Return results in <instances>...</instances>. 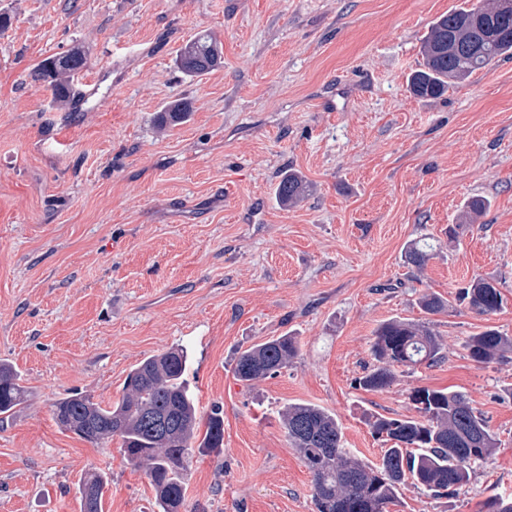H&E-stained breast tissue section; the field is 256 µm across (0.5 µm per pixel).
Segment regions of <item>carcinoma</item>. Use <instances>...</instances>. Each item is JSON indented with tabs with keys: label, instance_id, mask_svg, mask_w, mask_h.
<instances>
[{
	"label": "carcinoma",
	"instance_id": "1",
	"mask_svg": "<svg viewBox=\"0 0 512 512\" xmlns=\"http://www.w3.org/2000/svg\"><path fill=\"white\" fill-rule=\"evenodd\" d=\"M422 64L408 79L418 97L444 95L455 83L496 60L512 56V11L501 0H482L471 8L450 11L433 20L421 45ZM177 67L189 78H199L223 64L222 45L208 33L192 37L179 50ZM88 65L87 55L74 48L43 59L30 73L33 82L50 91L60 111L77 109L73 80ZM189 105L167 103L159 112L164 128L188 120ZM307 192L301 177L288 173L274 188L284 207L300 202ZM488 207L484 199L469 201L460 223L472 224ZM432 249L413 244L405 252L407 264L424 269ZM459 300L480 315L500 309L498 284L476 277L459 292ZM466 356L478 364L512 361V336L493 327L468 337ZM299 354L297 337L284 334L253 345L237 357V381L250 386L292 365ZM372 366L356 379L366 391H382L397 381L396 369L413 370L445 359L446 346L430 324L392 318L375 331ZM189 354L182 348L148 356L128 373L121 397L104 406L82 392H70L53 403V414L64 431L96 445L117 438L127 462L142 469L155 492L158 512H180L185 507L184 475L193 453L209 454L224 446V413L211 408L206 419L187 379ZM19 371L0 360V414L19 406L26 397ZM416 415L368 419L371 434L387 448L378 464L356 457L342 444L336 416L323 408L294 403L281 412L289 443L312 475L316 512H388L406 481L432 494L454 495L466 485L476 467L492 457L499 439L486 419L462 392L415 388L409 393ZM105 476L94 472L79 486L80 512H103ZM482 512H512V496L494 494Z\"/></svg>",
	"mask_w": 512,
	"mask_h": 512
}]
</instances>
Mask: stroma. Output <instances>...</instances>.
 <instances>
[{"label": "stroma", "mask_w": 512, "mask_h": 512, "mask_svg": "<svg viewBox=\"0 0 512 512\" xmlns=\"http://www.w3.org/2000/svg\"><path fill=\"white\" fill-rule=\"evenodd\" d=\"M473 0H0V359L26 403L0 421V512H79L103 472L104 512H157L119 441L62 431L53 403L78 390L114 402L140 360L187 348L199 411L224 409L221 452L194 456L186 512H315L312 477L280 412L336 414L343 446L368 463L383 444L371 414L413 415L417 387L468 395L501 445L455 495L405 483L390 512H480L512 494V362L480 365L467 336H512V57L437 99L410 94L429 24ZM200 32L224 65L186 78L174 58ZM81 48L80 110L54 107L30 72ZM182 99L187 122L159 131ZM292 171L309 193L274 199ZM478 223L449 238L463 205ZM435 254L423 271L406 247ZM499 283L479 315L456 294ZM433 293L447 303L428 316ZM391 318L430 319L446 359L365 391L357 377ZM286 333L300 352L253 385L239 351ZM103 473L94 472L87 475L79 486L80 512H103Z\"/></svg>", "instance_id": "1"}]
</instances>
